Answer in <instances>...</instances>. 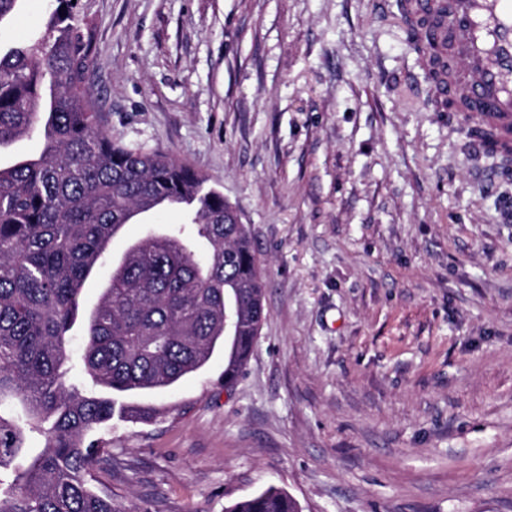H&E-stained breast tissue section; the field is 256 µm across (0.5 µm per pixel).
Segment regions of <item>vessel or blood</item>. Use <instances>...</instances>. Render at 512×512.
Masks as SVG:
<instances>
[{
	"mask_svg": "<svg viewBox=\"0 0 512 512\" xmlns=\"http://www.w3.org/2000/svg\"><path fill=\"white\" fill-rule=\"evenodd\" d=\"M424 18L438 48L423 59L428 96L482 130L475 149L512 163V0H403V23Z\"/></svg>",
	"mask_w": 512,
	"mask_h": 512,
	"instance_id": "obj_1",
	"label": "vessel or blood"
}]
</instances>
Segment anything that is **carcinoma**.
Instances as JSON below:
<instances>
[{
  "label": "carcinoma",
  "mask_w": 512,
  "mask_h": 512,
  "mask_svg": "<svg viewBox=\"0 0 512 512\" xmlns=\"http://www.w3.org/2000/svg\"><path fill=\"white\" fill-rule=\"evenodd\" d=\"M91 35L57 0L42 32L0 53V150L39 132L33 155L0 166V512H120L89 486L105 453L91 435L119 403L165 391L224 344V386L250 358L265 319L264 276L248 225L205 175L112 140L88 89ZM197 195L183 223L147 227L86 310L87 280L139 214ZM81 321L79 358L73 327ZM225 512H299L270 486Z\"/></svg>",
  "instance_id": "1"
}]
</instances>
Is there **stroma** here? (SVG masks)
<instances>
[{
    "label": "stroma",
    "mask_w": 512,
    "mask_h": 512,
    "mask_svg": "<svg viewBox=\"0 0 512 512\" xmlns=\"http://www.w3.org/2000/svg\"><path fill=\"white\" fill-rule=\"evenodd\" d=\"M54 0H22L5 51ZM113 140L203 173L248 224L266 319L113 420L91 488L120 512H512V176L434 111L395 0H77ZM164 208L113 238L118 262ZM225 512H299L295 501L285 492L268 487L265 490L235 502Z\"/></svg>",
    "instance_id": "35a3bbf8"
}]
</instances>
